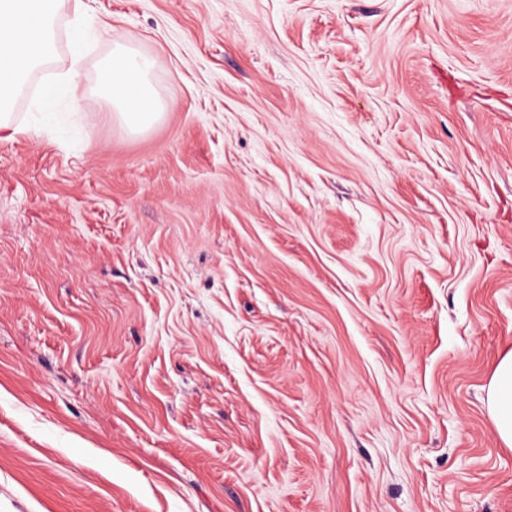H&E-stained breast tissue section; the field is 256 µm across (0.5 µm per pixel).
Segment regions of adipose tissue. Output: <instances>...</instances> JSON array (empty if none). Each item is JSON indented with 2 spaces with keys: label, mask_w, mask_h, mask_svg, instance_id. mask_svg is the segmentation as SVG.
<instances>
[{
  "label": "adipose tissue",
  "mask_w": 512,
  "mask_h": 512,
  "mask_svg": "<svg viewBox=\"0 0 512 512\" xmlns=\"http://www.w3.org/2000/svg\"><path fill=\"white\" fill-rule=\"evenodd\" d=\"M64 0H0V113L8 114L26 75L52 52L55 19ZM152 60L117 46L103 67L95 94L101 111L116 113L134 133L148 129L161 116L162 99L149 81ZM495 432L512 447V353L497 363L487 395Z\"/></svg>",
  "instance_id": "1"
}]
</instances>
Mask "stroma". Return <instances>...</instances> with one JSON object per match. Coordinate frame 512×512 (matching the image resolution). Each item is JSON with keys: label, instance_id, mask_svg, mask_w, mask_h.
Here are the masks:
<instances>
[{"label": "stroma", "instance_id": "35a3bbf8", "mask_svg": "<svg viewBox=\"0 0 512 512\" xmlns=\"http://www.w3.org/2000/svg\"><path fill=\"white\" fill-rule=\"evenodd\" d=\"M85 3L0 129V512H512V0ZM153 61L117 45L103 67L95 94L103 112H116L133 133L148 129L162 115V99L149 81ZM495 432L501 442L512 447V353L497 363L487 395Z\"/></svg>", "mask_w": 512, "mask_h": 512}]
</instances>
